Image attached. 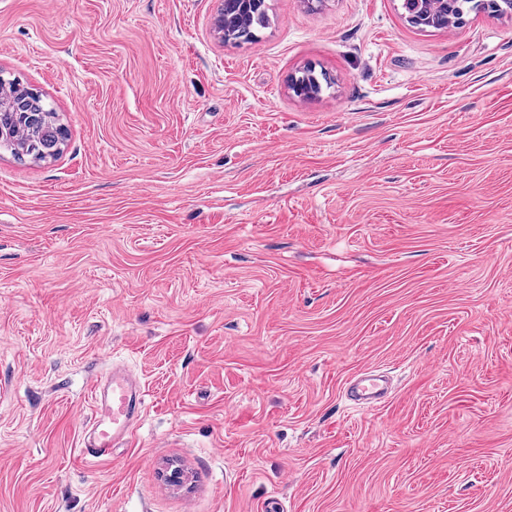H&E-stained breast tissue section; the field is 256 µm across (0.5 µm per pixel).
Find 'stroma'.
I'll return each instance as SVG.
<instances>
[{"label":"stroma","mask_w":512,"mask_h":512,"mask_svg":"<svg viewBox=\"0 0 512 512\" xmlns=\"http://www.w3.org/2000/svg\"><path fill=\"white\" fill-rule=\"evenodd\" d=\"M268 6L0 0L66 130L0 149V512H512V15ZM115 364L144 410L87 460ZM255 0H225L215 19V30L225 40H229L244 24ZM405 21L414 28L427 31L436 28L453 14L456 0H402ZM389 392L386 376L362 373L354 377L347 385L345 395L354 404L369 407L380 403Z\"/></svg>","instance_id":"35a3bbf8"}]
</instances>
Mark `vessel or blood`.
<instances>
[{"mask_svg": "<svg viewBox=\"0 0 512 512\" xmlns=\"http://www.w3.org/2000/svg\"><path fill=\"white\" fill-rule=\"evenodd\" d=\"M389 392L386 377L362 373L347 385L345 395L354 404L374 406ZM93 412L83 428L79 454L85 459L109 457L116 439H131L133 424L144 403L140 382L123 369H113L107 380L91 384Z\"/></svg>", "mask_w": 512, "mask_h": 512, "instance_id": "1", "label": "vessel or blood"}]
</instances>
